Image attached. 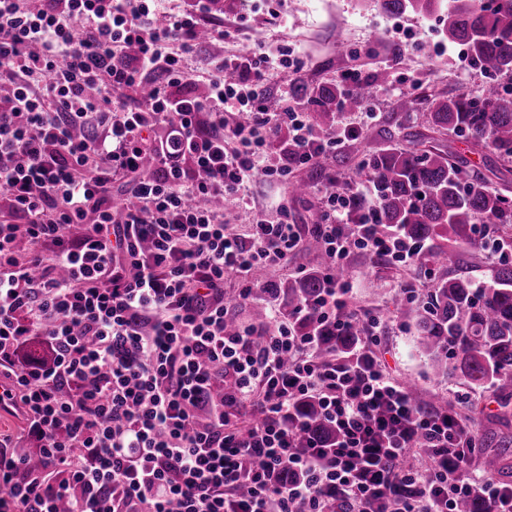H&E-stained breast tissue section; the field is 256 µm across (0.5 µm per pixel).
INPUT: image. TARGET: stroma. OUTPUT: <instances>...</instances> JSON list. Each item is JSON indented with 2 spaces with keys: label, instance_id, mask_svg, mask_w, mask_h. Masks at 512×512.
<instances>
[{
  "label": "stroma",
  "instance_id": "35a3bbf8",
  "mask_svg": "<svg viewBox=\"0 0 512 512\" xmlns=\"http://www.w3.org/2000/svg\"><path fill=\"white\" fill-rule=\"evenodd\" d=\"M214 19L231 36L203 45V60L254 49L273 57L293 54L304 61L300 83L311 94L321 86L339 83L347 69L358 68L372 92L368 112H376L377 117L371 121L367 112H349L343 121L360 129L374 127L371 147L392 142L409 149L419 143L450 145L490 187L512 196V161H504L492 148L473 151L454 135L426 131L421 119H403L397 110V100L406 92L420 98L431 93L475 95L488 80L480 70L460 65L461 48L448 43L438 19L412 13L395 18L379 10L374 0H224ZM293 180L307 181L310 193L292 196L289 183ZM324 182L325 175L299 168L289 182L256 183L247 192L246 205L225 209L224 221L242 235L253 213L275 215L282 202L295 223H313ZM493 268L482 250L466 244L455 246L444 270L426 272L388 261L377 263L365 253L352 255L348 264L351 309L373 313L386 324L376 350L384 356L391 375L419 388L424 404L447 398L482 439L493 434L512 437V405L501 406L492 388L474 390L460 379L435 376L417 346L412 315L404 310L401 299L406 288L425 290L446 272L490 282Z\"/></svg>",
  "mask_w": 512,
  "mask_h": 512
}]
</instances>
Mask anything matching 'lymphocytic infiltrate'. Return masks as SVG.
<instances>
[{"label": "lymphocytic infiltrate", "instance_id": "lymphocytic-infiltrate-1", "mask_svg": "<svg viewBox=\"0 0 512 512\" xmlns=\"http://www.w3.org/2000/svg\"><path fill=\"white\" fill-rule=\"evenodd\" d=\"M210 3L0 0V81L13 86L0 108V378L40 457L0 436V512H455L475 492L512 512V485L465 473L477 436L456 412L413 404L374 350L383 322L352 313L336 278L357 252L415 266L425 244L332 180L317 224L283 207L247 237L226 233L215 200L244 204L257 176L321 167L357 132L270 111L272 72L296 81L302 61L201 67V38L225 36ZM309 235L327 286L302 311L361 326L345 359H320L316 333L275 311L226 329L225 276L248 299L254 270L286 265ZM36 339L53 362L21 364ZM303 398L332 442L308 434ZM296 415L307 422L311 432L320 440L330 442L335 438V428L323 417L314 401L305 399L299 402Z\"/></svg>", "mask_w": 512, "mask_h": 512}]
</instances>
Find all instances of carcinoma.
Wrapping results in <instances>:
<instances>
[{"mask_svg": "<svg viewBox=\"0 0 512 512\" xmlns=\"http://www.w3.org/2000/svg\"><path fill=\"white\" fill-rule=\"evenodd\" d=\"M390 14L446 16L448 42L466 47L471 64L493 78L480 94L431 96L424 107L406 96L400 106L406 116L421 111L437 131L451 130L478 147L491 143L505 160H512V90L495 82L512 79V0H376ZM369 95L364 87L345 92L339 87L319 89L309 108L313 125L331 131L339 110L364 112ZM360 166L372 183L383 223L405 239L434 241L436 246L418 259L420 266L448 256L457 242L474 243L476 224L512 225V200L491 189L478 175H466V160L432 146L407 150L399 145L364 156ZM325 273L311 270L296 280L280 281L259 296L279 302L285 318L301 334L312 331L311 316L298 313L305 301L324 287ZM420 348L438 376L459 377L471 387L491 385L505 401L512 400V265L497 268L492 283L476 285L464 276L440 280L413 309ZM361 328L354 324L339 332L319 330L320 353L325 358L347 357L359 343ZM296 415L320 440L330 442L336 431L309 399L299 402ZM498 452L485 456L484 469L498 471L500 460L512 448V438H489Z\"/></svg>", "mask_w": 512, "mask_h": 512, "instance_id": "1", "label": "carcinoma"}]
</instances>
